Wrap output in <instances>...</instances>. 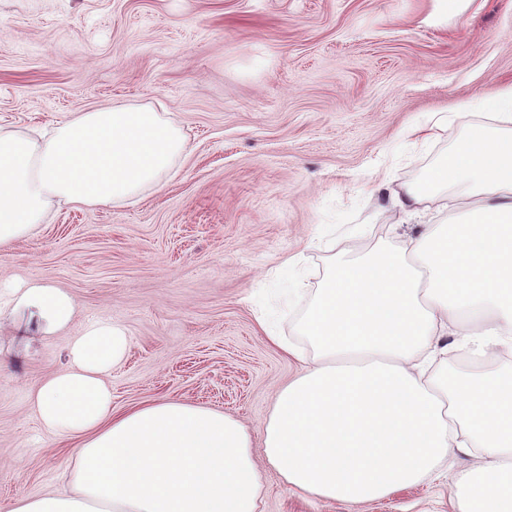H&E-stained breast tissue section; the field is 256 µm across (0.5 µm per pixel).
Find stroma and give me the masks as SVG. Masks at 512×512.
<instances>
[{"instance_id": "stroma-1", "label": "stroma", "mask_w": 512, "mask_h": 512, "mask_svg": "<svg viewBox=\"0 0 512 512\" xmlns=\"http://www.w3.org/2000/svg\"><path fill=\"white\" fill-rule=\"evenodd\" d=\"M512 84V0H0V126L53 127L115 102L163 106L188 149L135 203L52 208L0 251V282L47 281L77 324L121 325L108 381L125 410L175 399L224 412L254 451L272 394L301 365L270 335L299 326L341 258L401 247L444 220L397 217L390 196L440 163L431 113ZM69 333L24 347L0 330V512L73 488L74 442L47 433L27 396L67 365ZM485 456L358 505L303 499L264 474L263 512H457L455 482Z\"/></svg>"}]
</instances>
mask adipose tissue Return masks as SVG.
<instances>
[{
  "instance_id": "adipose-tissue-1",
  "label": "adipose tissue",
  "mask_w": 512,
  "mask_h": 512,
  "mask_svg": "<svg viewBox=\"0 0 512 512\" xmlns=\"http://www.w3.org/2000/svg\"><path fill=\"white\" fill-rule=\"evenodd\" d=\"M482 105L485 122L467 124L443 162L391 197L398 215L451 198L447 222L410 250L327 272L301 326L312 355L274 394L262 457L242 423L211 408L156 400L113 410L105 376L128 336L100 320L79 329L67 368L28 397L46 431L78 441L75 491L23 496L9 512H259L266 467L299 497L356 505L476 448L489 468L460 475V512H512V369L429 374L454 346L479 357L512 347V85ZM185 149L149 105L77 112L38 136L0 127V250L53 206L124 204L160 186ZM7 289L0 321L27 316L38 341L76 327L67 290Z\"/></svg>"
}]
</instances>
